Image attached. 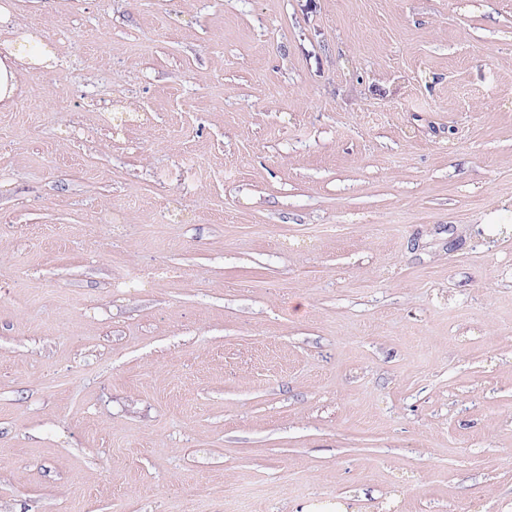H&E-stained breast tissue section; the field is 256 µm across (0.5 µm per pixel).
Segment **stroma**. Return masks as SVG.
<instances>
[{
  "mask_svg": "<svg viewBox=\"0 0 512 512\" xmlns=\"http://www.w3.org/2000/svg\"><path fill=\"white\" fill-rule=\"evenodd\" d=\"M10 10L0 512H512V0ZM26 47L0 53V102L12 100L18 92V75L30 64H39L51 69L55 52L46 42L29 37Z\"/></svg>",
  "mask_w": 512,
  "mask_h": 512,
  "instance_id": "obj_1",
  "label": "stroma"
}]
</instances>
